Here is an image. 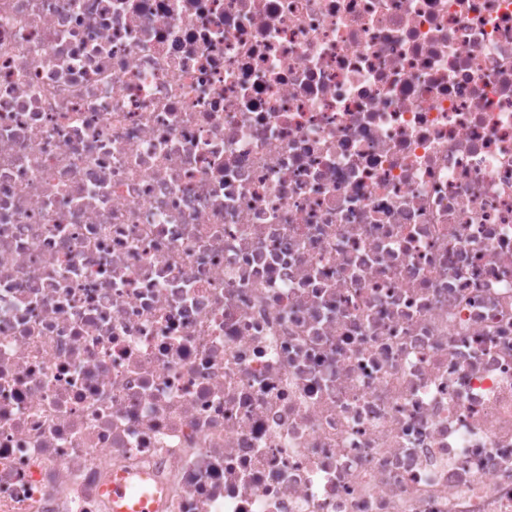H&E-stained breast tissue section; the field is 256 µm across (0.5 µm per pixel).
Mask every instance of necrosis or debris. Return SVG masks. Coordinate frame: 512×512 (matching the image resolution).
I'll use <instances>...</instances> for the list:
<instances>
[{
    "instance_id": "1",
    "label": "necrosis or debris",
    "mask_w": 512,
    "mask_h": 512,
    "mask_svg": "<svg viewBox=\"0 0 512 512\" xmlns=\"http://www.w3.org/2000/svg\"><path fill=\"white\" fill-rule=\"evenodd\" d=\"M512 512V0H0V512Z\"/></svg>"
}]
</instances>
